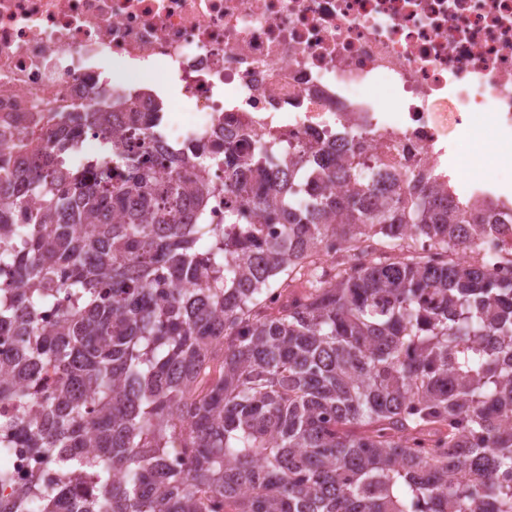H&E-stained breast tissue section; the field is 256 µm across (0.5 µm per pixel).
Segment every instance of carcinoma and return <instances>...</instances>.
I'll use <instances>...</instances> for the list:
<instances>
[{
  "mask_svg": "<svg viewBox=\"0 0 512 512\" xmlns=\"http://www.w3.org/2000/svg\"><path fill=\"white\" fill-rule=\"evenodd\" d=\"M87 132L102 169L69 163ZM17 149L0 165V335L18 337L0 356V512H512V280L468 256L511 213L351 164L362 186L304 203L290 168L329 177L311 147L274 168L230 143L207 162L252 166L262 189L189 184L186 155L137 116L114 137L101 109ZM220 192L278 234L183 222ZM331 234L442 258L310 269ZM298 280L301 297L262 310ZM15 441L52 470L21 491Z\"/></svg>",
  "mask_w": 512,
  "mask_h": 512,
  "instance_id": "carcinoma-1",
  "label": "carcinoma"
}]
</instances>
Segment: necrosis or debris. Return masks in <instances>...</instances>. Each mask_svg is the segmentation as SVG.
Here are the masks:
<instances>
[{
    "label": "necrosis or debris",
    "instance_id": "necrosis-or-debris-1",
    "mask_svg": "<svg viewBox=\"0 0 512 512\" xmlns=\"http://www.w3.org/2000/svg\"><path fill=\"white\" fill-rule=\"evenodd\" d=\"M111 104L167 152L354 154L512 209L459 142L512 165V0H0V158L38 115Z\"/></svg>",
    "mask_w": 512,
    "mask_h": 512
}]
</instances>
